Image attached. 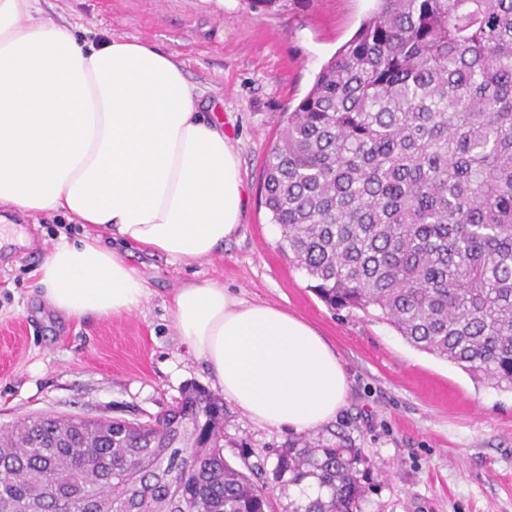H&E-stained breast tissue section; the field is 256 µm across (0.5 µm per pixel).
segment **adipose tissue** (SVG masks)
<instances>
[{
  "label": "adipose tissue",
  "instance_id": "adipose-tissue-1",
  "mask_svg": "<svg viewBox=\"0 0 512 512\" xmlns=\"http://www.w3.org/2000/svg\"><path fill=\"white\" fill-rule=\"evenodd\" d=\"M174 60L137 41H84L39 0H0V203L64 212L175 261L209 257L240 225L239 160ZM45 301L75 318L137 310L145 288L86 235L56 244L37 271ZM184 345L226 400L257 423L305 432L334 419L348 375L301 318L216 281L172 300Z\"/></svg>",
  "mask_w": 512,
  "mask_h": 512
}]
</instances>
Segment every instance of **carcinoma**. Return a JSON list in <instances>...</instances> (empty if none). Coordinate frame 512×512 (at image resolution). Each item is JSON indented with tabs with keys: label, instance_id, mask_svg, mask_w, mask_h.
I'll list each match as a JSON object with an SVG mask.
<instances>
[{
	"label": "carcinoma",
	"instance_id": "carcinoma-1",
	"mask_svg": "<svg viewBox=\"0 0 512 512\" xmlns=\"http://www.w3.org/2000/svg\"><path fill=\"white\" fill-rule=\"evenodd\" d=\"M280 249L332 309L512 389V0H378L287 113L264 164ZM224 398L153 420L30 415L0 430V512H270L224 460ZM360 450L290 444L275 479L362 512Z\"/></svg>",
	"mask_w": 512,
	"mask_h": 512
}]
</instances>
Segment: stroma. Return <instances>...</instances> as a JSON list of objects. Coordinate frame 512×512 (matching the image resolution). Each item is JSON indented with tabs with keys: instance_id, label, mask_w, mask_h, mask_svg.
Here are the masks:
<instances>
[{
	"instance_id": "stroma-1",
	"label": "stroma",
	"mask_w": 512,
	"mask_h": 512,
	"mask_svg": "<svg viewBox=\"0 0 512 512\" xmlns=\"http://www.w3.org/2000/svg\"><path fill=\"white\" fill-rule=\"evenodd\" d=\"M40 7L81 38L112 35L172 54L203 92L200 111L222 124L239 157L245 203L237 234L204 260L174 262L102 233L142 277L147 296L134 312L79 320L46 304L34 272L86 225L0 204V241L26 242L0 251V428L39 413L145 421L188 383L213 388L170 308L179 288L218 281L304 318L335 348L350 379L347 402L309 436L361 450L362 512H512V391L474 382L372 315L330 309L281 251L280 230L261 202L264 159L285 112L377 0H279L266 11L247 0H40ZM226 410L225 459L272 481L274 449L298 433L257 424L231 404Z\"/></svg>"
}]
</instances>
